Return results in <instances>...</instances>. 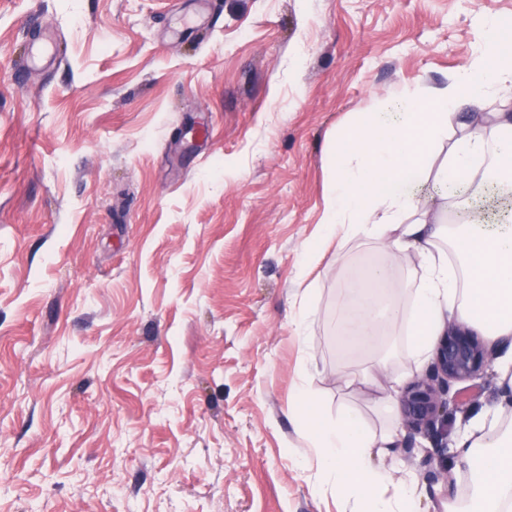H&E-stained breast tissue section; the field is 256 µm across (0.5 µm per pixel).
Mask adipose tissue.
<instances>
[{"instance_id":"ef3b65f1","label":"adipose tissue","mask_w":512,"mask_h":512,"mask_svg":"<svg viewBox=\"0 0 512 512\" xmlns=\"http://www.w3.org/2000/svg\"><path fill=\"white\" fill-rule=\"evenodd\" d=\"M510 82L512 39L490 17L472 59L447 84L402 89L393 105L361 113L337 132L322 232L307 245L306 258L318 262L328 245L341 249L359 238L385 252L361 279L341 281L351 299L341 319L348 342L369 345L381 323L402 324L420 355L448 319L494 341L512 337V225L480 223L476 212L489 192L512 199V113H497L489 134L467 137L437 168L443 215H431L417 191L440 135ZM405 258L421 267L418 284L397 280ZM312 408V395L302 389L290 414L306 423L322 480L370 512H416L407 485L396 498L381 494L388 476L370 461L371 449L393 447V437L364 430L353 411L319 422ZM454 448L472 469L475 491L448 512H512V419L474 425L458 434Z\"/></svg>"}]
</instances>
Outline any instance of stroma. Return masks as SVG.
<instances>
[{
    "mask_svg": "<svg viewBox=\"0 0 512 512\" xmlns=\"http://www.w3.org/2000/svg\"><path fill=\"white\" fill-rule=\"evenodd\" d=\"M512 0H0V512H354L288 414L401 430L434 354L339 335L338 130L465 65ZM308 303L304 337L294 315ZM503 351L448 434L512 406ZM384 360L391 408L344 373ZM432 442L373 452L441 512Z\"/></svg>",
    "mask_w": 512,
    "mask_h": 512,
    "instance_id": "obj_1",
    "label": "stroma"
}]
</instances>
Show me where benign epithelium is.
<instances>
[{
    "label": "benign epithelium",
    "mask_w": 512,
    "mask_h": 512,
    "mask_svg": "<svg viewBox=\"0 0 512 512\" xmlns=\"http://www.w3.org/2000/svg\"><path fill=\"white\" fill-rule=\"evenodd\" d=\"M493 355L470 327L451 323L438 339L434 362L428 373L412 381L402 392L399 403L405 436L400 447L411 449L422 435L436 441V455L448 454L444 443L448 433V404L451 387L475 378ZM432 480L442 484L445 495L455 498L457 487L446 469L431 471Z\"/></svg>",
    "instance_id": "benign-epithelium-1"
}]
</instances>
